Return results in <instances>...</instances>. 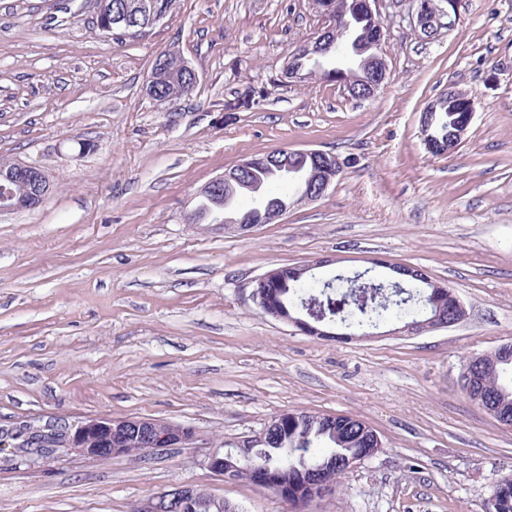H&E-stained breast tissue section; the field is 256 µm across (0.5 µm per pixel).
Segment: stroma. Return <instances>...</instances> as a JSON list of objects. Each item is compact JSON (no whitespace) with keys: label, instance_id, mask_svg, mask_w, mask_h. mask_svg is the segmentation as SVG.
<instances>
[{"label":"stroma","instance_id":"1","mask_svg":"<svg viewBox=\"0 0 512 512\" xmlns=\"http://www.w3.org/2000/svg\"><path fill=\"white\" fill-rule=\"evenodd\" d=\"M319 23L310 0H176L146 36L116 42L95 0H0V159L51 182L40 206L0 216V430L136 417L220 442L291 409L358 416L381 452L306 512H483L512 477V428L457 385L470 356L512 342V0H462L430 40L401 0L388 82L363 101L286 78ZM168 49L198 85L164 106L144 87ZM451 89L476 111L456 152L434 157L420 116ZM276 148L333 152L343 172L246 237L185 222L212 178ZM318 257L331 260L324 279L374 259L420 268L466 317L331 339L263 314L256 278ZM204 455L61 449L29 466L8 448L0 512H136L177 485L240 512H290L267 489L214 476ZM465 317L466 310L459 298L455 296V311L452 318H449L441 312H437L435 315L428 319L409 321L404 323V325L400 328L389 330L384 333H389L385 335H391L405 332L408 335H418L423 332H428L435 329L452 327L463 321Z\"/></svg>","mask_w":512,"mask_h":512}]
</instances>
